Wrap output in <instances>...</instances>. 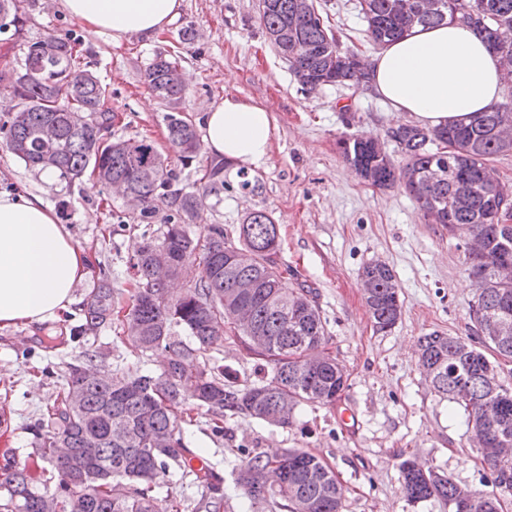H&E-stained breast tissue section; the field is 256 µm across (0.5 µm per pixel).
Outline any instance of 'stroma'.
Masks as SVG:
<instances>
[{
    "label": "stroma",
    "mask_w": 512,
    "mask_h": 512,
    "mask_svg": "<svg viewBox=\"0 0 512 512\" xmlns=\"http://www.w3.org/2000/svg\"><path fill=\"white\" fill-rule=\"evenodd\" d=\"M341 51L375 52L358 0H315ZM194 38L181 42V29ZM53 37L71 44L90 61L108 95L116 138H147L166 151L177 175L174 188H203L204 158L185 162L166 140L167 108L143 83L155 55L176 58L188 88L179 111L201 124L203 114L224 96L267 107L275 133L267 159L249 172L254 191L242 190L232 165L224 167V190L204 195L189 230L199 235L212 224L232 231L252 211L268 213L279 228L278 262L286 284L307 288L327 322L328 348L348 376L347 388L332 406L302 404L290 426L269 425L244 414L224 418L223 436H214L205 410L186 399L185 444L208 459L224 478L231 512H257L235 486L245 454H274L301 448L323 458L343 489V512H448L438 499L412 503L398 471L413 458L475 490L491 487L479 448L470 443L464 412L434 392L418 364L420 337L434 331L466 335L469 308L477 295L465 253L446 226L428 222L401 187H368L340 156L339 139L395 127L390 105L373 88L325 86L304 90L288 62L270 44L258 0H182L180 16L154 39L88 38L83 24L47 0H19L18 21L0 31V118L14 112L11 70L27 43ZM38 196L67 224L74 240L93 258L91 279L107 275L123 307L132 304L133 257L144 235L160 236L163 215L143 222L119 193L89 176L67 184L42 179L0 144V193L17 188ZM385 261L400 284L402 315L394 328L377 330L361 285L363 267ZM78 312L39 325L0 329V446L15 461L33 448L28 425L50 401L56 381L41 376L44 366L86 353L103 352L105 369L160 372L161 352L143 354L125 342L121 321L102 326L97 336L60 344ZM239 386L257 383V361L233 333L206 354Z\"/></svg>",
    "instance_id": "1"
}]
</instances>
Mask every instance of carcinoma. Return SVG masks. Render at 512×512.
<instances>
[{"instance_id":"carcinoma-1","label":"carcinoma","mask_w":512,"mask_h":512,"mask_svg":"<svg viewBox=\"0 0 512 512\" xmlns=\"http://www.w3.org/2000/svg\"><path fill=\"white\" fill-rule=\"evenodd\" d=\"M297 0H260V19L266 35L288 61L301 85H362L370 82L365 59L346 64L332 62L336 40L319 12L299 14ZM397 0H359L369 39L378 46L393 42L416 27L449 23L448 0H427L424 9L404 15ZM474 4L465 25L475 30L497 53H512V0H470ZM17 22V0H0V30ZM176 60L157 55L144 71L147 88L166 105L181 90L169 85L167 75ZM12 75L20 109L0 120V141L25 165L52 169L72 184L91 171L108 187L120 180L141 200L144 220L166 210L159 238H147L132 268L136 275L133 304L126 318L130 344L142 353L163 350L167 363L161 373L134 372L116 381L99 379L105 354L86 356L67 364L46 412L31 427V457L40 464L41 481L27 464L15 462L0 470V512H157L155 489L169 473L170 463L182 477L204 489L193 512H226L224 478L206 458L192 453L182 437L179 413L183 395L195 397L211 416L212 431L224 434V413L246 414L276 425L281 407L291 410L302 402L333 405L346 387L347 376L327 348L326 322L319 311L305 313L314 303L306 288L282 286L284 271L277 261L278 225L264 211L249 213L235 233L211 224L203 236L188 231L198 215L204 193L224 189V160L204 166V192L171 189L175 174L167 157L147 140L104 138L112 113L104 109L106 87L72 53L68 42L46 38L27 46ZM512 117V105L483 112L468 122L425 129L401 125L388 130L400 159L388 154L375 160L362 140L339 142L343 159L362 174L370 168L372 185L380 190L399 184L394 171L404 168L409 181L402 185L424 215L437 224L468 230L485 238L487 254L467 259L469 276L478 287L470 307L469 334L432 332L418 341L420 365L436 392L458 404L467 424H481L492 448H512V386L496 377L498 358L512 359V283L498 281L493 266L512 262V226L505 229L488 215L505 197L494 192L483 176L485 166L504 153L495 129L503 117ZM167 140L184 161L202 152L192 121L179 112L166 115ZM453 146L446 153L438 142ZM249 255L246 266H227L224 250ZM167 253L172 275L189 263L198 265L194 284L175 297L166 296V283L154 278V256ZM361 276L373 283L366 304L375 326L386 331L401 317L399 282L386 263H369ZM254 279L250 292L239 281ZM116 296L107 277L89 288L81 303L71 339L94 336L112 321ZM240 306L251 312L252 330L267 345L254 347L240 332L245 349L263 361L266 377L239 387L224 371L209 366L206 352L224 342V319ZM507 328V338L496 340L487 323ZM60 448L70 449L62 455ZM276 465L278 489L257 488L255 475ZM492 490L473 491L463 506L460 484L418 462L399 464L402 489L411 503L437 498L448 512H504L512 497V456L486 457ZM239 484L252 502L284 501L289 512H342L343 492L331 466L316 454L288 448L272 461L261 455L248 458L240 469Z\"/></svg>"}]
</instances>
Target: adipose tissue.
Here are the masks:
<instances>
[{"instance_id":"1","label":"adipose tissue","mask_w":512,"mask_h":512,"mask_svg":"<svg viewBox=\"0 0 512 512\" xmlns=\"http://www.w3.org/2000/svg\"><path fill=\"white\" fill-rule=\"evenodd\" d=\"M89 36L154 38L180 15L181 0H58ZM370 82L392 107L425 128L469 120L500 100L502 63L472 29L417 28L369 60ZM275 126L264 106L228 96L208 109L202 140L235 168L268 156ZM90 258L57 213L25 192L0 193V328L59 318L76 302Z\"/></svg>"}]
</instances>
